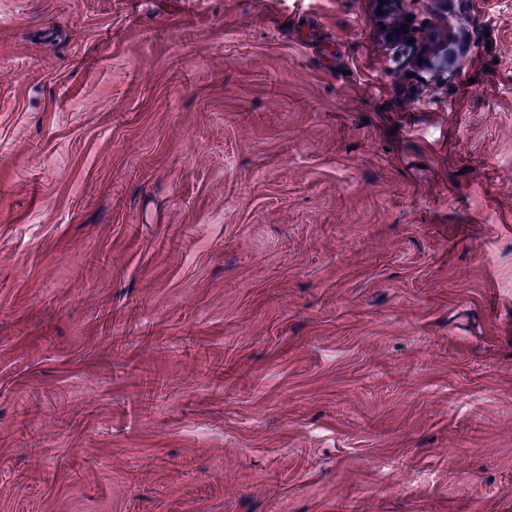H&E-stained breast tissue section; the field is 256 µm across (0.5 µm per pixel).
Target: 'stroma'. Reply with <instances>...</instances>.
<instances>
[{"label":"stroma","instance_id":"stroma-1","mask_svg":"<svg viewBox=\"0 0 512 512\" xmlns=\"http://www.w3.org/2000/svg\"><path fill=\"white\" fill-rule=\"evenodd\" d=\"M0 0V512H512V0ZM426 68L438 72H444L454 68L458 64L454 43L451 38L440 34V39L433 46L426 58L423 59Z\"/></svg>","mask_w":512,"mask_h":512}]
</instances>
